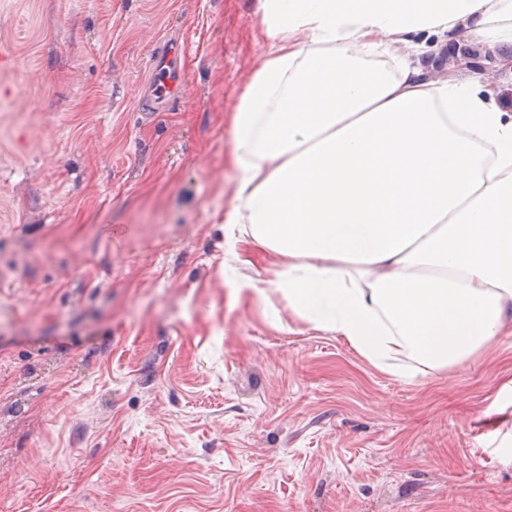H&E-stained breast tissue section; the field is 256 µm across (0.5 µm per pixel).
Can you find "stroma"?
<instances>
[{"label":"stroma","instance_id":"obj_1","mask_svg":"<svg viewBox=\"0 0 512 512\" xmlns=\"http://www.w3.org/2000/svg\"><path fill=\"white\" fill-rule=\"evenodd\" d=\"M255 7L0 0V512H512V335L406 380L226 263ZM474 70L512 113L495 56L433 75ZM186 53L184 44H165L152 57L151 67L154 81L148 100L144 102L148 111L161 112L178 98L180 93L188 95L189 89L183 83L178 69V59Z\"/></svg>","mask_w":512,"mask_h":512}]
</instances>
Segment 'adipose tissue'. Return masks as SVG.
I'll return each instance as SVG.
<instances>
[{
    "label": "adipose tissue",
    "instance_id": "1",
    "mask_svg": "<svg viewBox=\"0 0 512 512\" xmlns=\"http://www.w3.org/2000/svg\"><path fill=\"white\" fill-rule=\"evenodd\" d=\"M231 117L229 245L279 262L303 321L375 366L446 367L512 333V114L442 43L512 58V0H257ZM403 43L396 72L367 52Z\"/></svg>",
    "mask_w": 512,
    "mask_h": 512
}]
</instances>
